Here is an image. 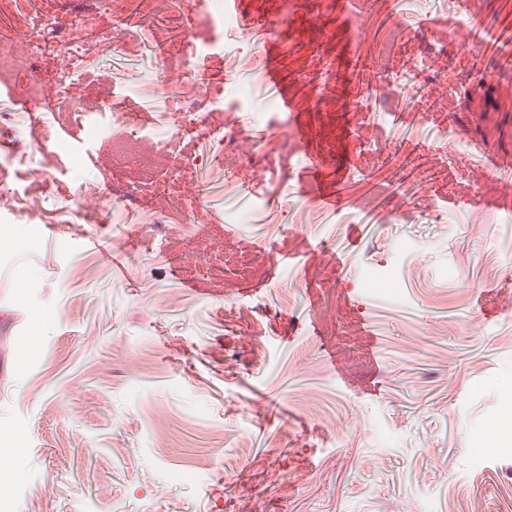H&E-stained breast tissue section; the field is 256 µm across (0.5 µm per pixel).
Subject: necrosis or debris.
Segmentation results:
<instances>
[{
	"mask_svg": "<svg viewBox=\"0 0 512 512\" xmlns=\"http://www.w3.org/2000/svg\"><path fill=\"white\" fill-rule=\"evenodd\" d=\"M152 0H124L122 11L111 0H81L67 11L49 0H0V90L11 107H0V151L37 149L55 154L61 148L47 125L22 140L17 136L28 117L48 112L56 123L81 122L86 113L112 116V202L115 210L144 213L151 224H194L207 201L187 198L183 183L210 171L214 188H222L227 170L249 166L252 156L239 150L240 132L224 123L219 103L224 82L199 74L214 32L226 17L222 0H181L166 18L153 11ZM96 29L101 43L118 47L131 40L151 44L158 70L146 85L127 93H109V75L95 63L84 29ZM24 40L30 54H13L10 44ZM194 84L185 95L171 86L172 76ZM156 138L154 150L140 148Z\"/></svg>",
	"mask_w": 512,
	"mask_h": 512,
	"instance_id": "4bbe7bcc",
	"label": "necrosis or debris"
}]
</instances>
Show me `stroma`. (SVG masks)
<instances>
[{"label": "stroma", "mask_w": 512, "mask_h": 512, "mask_svg": "<svg viewBox=\"0 0 512 512\" xmlns=\"http://www.w3.org/2000/svg\"><path fill=\"white\" fill-rule=\"evenodd\" d=\"M270 55L294 104L304 153L291 197L268 195L277 142L260 113L279 97L227 83L224 119L260 142L232 171L259 200L254 224H226L211 203L196 224L141 228L103 194L71 199L79 183L112 182L111 115L95 142L52 125L64 142L59 190L32 186L44 158L10 167L0 196V499L12 512H512V186L486 159L512 164V79L449 113L359 109L358 72L392 11L380 0L353 35L317 0H300ZM433 30L406 21L407 56L440 89L464 80L468 28L456 0H415ZM453 19V28L442 27ZM455 38L453 54L421 57ZM331 64L322 104L298 73ZM109 75L138 83L137 43L100 56ZM282 94V95H283ZM458 126L446 150L431 131ZM395 151L377 168L376 153ZM319 173L309 168L310 158ZM426 167L412 203L392 193L402 168ZM334 189L337 211L304 212ZM401 223L367 224L372 199ZM494 223L474 224L476 209ZM448 221L433 224L429 215ZM410 251L393 247L397 239ZM384 262L398 296L357 283ZM27 267L35 276L21 282ZM486 430L475 464L470 442Z\"/></svg>", "instance_id": "35a3bbf8"}]
</instances>
